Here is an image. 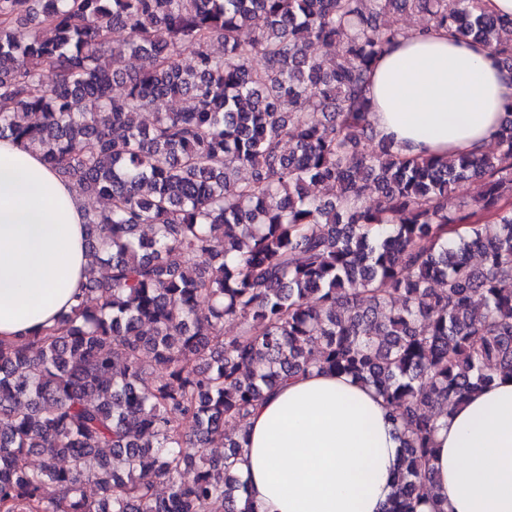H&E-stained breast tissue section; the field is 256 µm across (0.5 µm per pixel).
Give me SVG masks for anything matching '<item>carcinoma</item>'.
Segmentation results:
<instances>
[{"label":"carcinoma","instance_id":"obj_1","mask_svg":"<svg viewBox=\"0 0 512 512\" xmlns=\"http://www.w3.org/2000/svg\"><path fill=\"white\" fill-rule=\"evenodd\" d=\"M407 8L512 71V17L481 0H0V138L103 201L78 305L0 341V512H254L238 424L313 370L385 401L402 442L385 512H446L441 413L512 377V103L492 153L375 140L369 79ZM339 39L327 68L309 53ZM163 96L184 106L143 124ZM472 179L482 198L448 212Z\"/></svg>","mask_w":512,"mask_h":512}]
</instances>
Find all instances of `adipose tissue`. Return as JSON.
<instances>
[{"label":"adipose tissue","instance_id":"1","mask_svg":"<svg viewBox=\"0 0 512 512\" xmlns=\"http://www.w3.org/2000/svg\"><path fill=\"white\" fill-rule=\"evenodd\" d=\"M368 119L407 154L493 144L512 71L484 44L437 30L386 48ZM85 208L38 153L0 139V340L53 325L81 295ZM447 512H512V378L451 407L435 434ZM400 444L374 389L313 372L264 399L245 423L238 468L257 512H383Z\"/></svg>","mask_w":512,"mask_h":512}]
</instances>
